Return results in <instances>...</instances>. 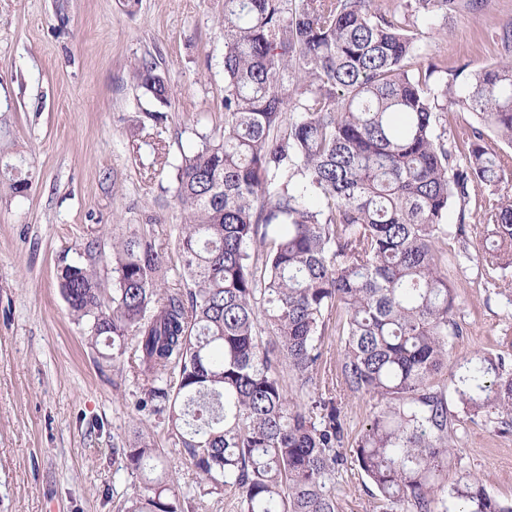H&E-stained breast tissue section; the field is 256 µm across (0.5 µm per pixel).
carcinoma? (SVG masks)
<instances>
[{"label":"carcinoma","mask_w":512,"mask_h":512,"mask_svg":"<svg viewBox=\"0 0 512 512\" xmlns=\"http://www.w3.org/2000/svg\"><path fill=\"white\" fill-rule=\"evenodd\" d=\"M220 26L224 126L173 163L166 78L145 57L131 69L158 106L147 118L160 164L173 169L163 192L184 214L177 262L148 214L113 237L108 295L98 244L87 242L85 261L58 273L74 320L114 360L135 341L138 409L165 415L191 467L211 489H234L242 512H338L336 390L377 401L355 453L386 501L441 512L447 495L454 512H512L469 475L445 489L453 415L435 388L449 375L464 412L492 411L512 428V366L477 351L448 371L458 325L443 262L450 234L470 256L448 210L509 170L485 136L491 129L512 146V57L445 81L406 14L382 0H224ZM450 106L476 117L461 162L457 143L437 133ZM31 187L28 176L0 178L12 196ZM484 221L477 259L511 267L512 200H486ZM333 307L345 315L334 388L318 377ZM289 376L315 395L310 405L290 394ZM114 452L145 480L123 512H178L154 475L150 438Z\"/></svg>","instance_id":"carcinoma-1"}]
</instances>
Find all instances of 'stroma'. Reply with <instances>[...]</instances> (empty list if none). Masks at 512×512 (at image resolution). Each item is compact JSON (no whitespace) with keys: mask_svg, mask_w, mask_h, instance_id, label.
<instances>
[{"mask_svg":"<svg viewBox=\"0 0 512 512\" xmlns=\"http://www.w3.org/2000/svg\"><path fill=\"white\" fill-rule=\"evenodd\" d=\"M223 12L224 0H139L132 9L123 0H0V142L9 163L34 175L27 195L0 194V512H118L144 491L115 454L138 431L159 449L182 512H240L229 492L209 493L163 417L138 409L140 380L123 361L100 357L57 281L95 240L101 277L111 284L112 238L146 212L159 218L158 242L173 247L182 215L157 204L170 173L158 167L152 138L136 132L153 105L130 68L155 58L170 87V155L196 150L202 134L224 122ZM511 19L512 0L409 12L421 51L451 74L504 56L501 35ZM492 195L512 199V173L472 193L466 208H450L449 225L482 238V205ZM458 250L449 239L460 326L448 339L450 358L482 350L512 361V292L497 286L512 281V268L460 260ZM446 398L457 448L448 481L471 474L492 497L511 502L512 430H501L494 413L466 414L454 391ZM337 406L347 433L336 474L339 512H390L355 461V438L376 402L344 394Z\"/></svg>","mask_w":512,"mask_h":512,"instance_id":"obj_1","label":"stroma"}]
</instances>
